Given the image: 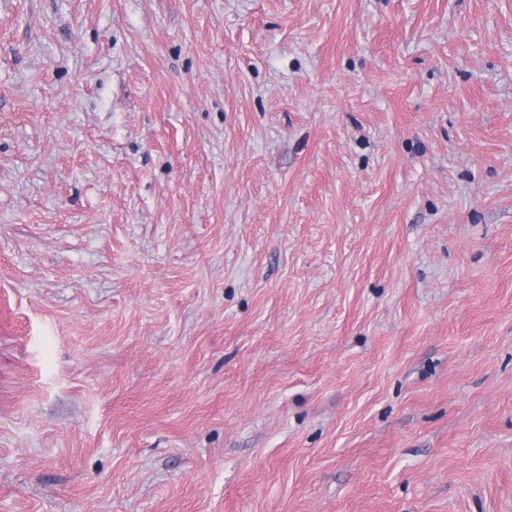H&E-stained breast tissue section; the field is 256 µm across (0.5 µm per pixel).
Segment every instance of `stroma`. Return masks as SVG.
<instances>
[{"mask_svg":"<svg viewBox=\"0 0 512 512\" xmlns=\"http://www.w3.org/2000/svg\"><path fill=\"white\" fill-rule=\"evenodd\" d=\"M0 512H512V0H0Z\"/></svg>","mask_w":512,"mask_h":512,"instance_id":"stroma-1","label":"stroma"}]
</instances>
